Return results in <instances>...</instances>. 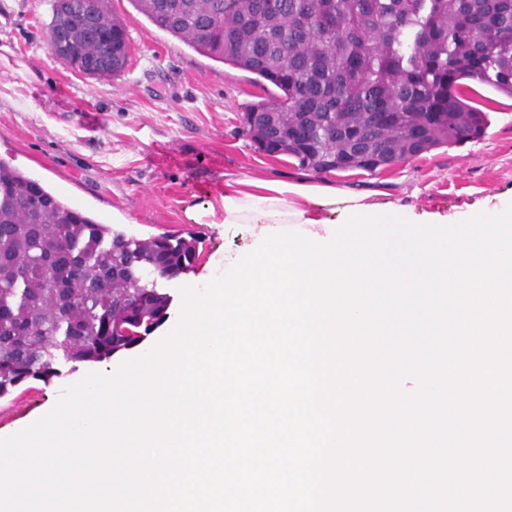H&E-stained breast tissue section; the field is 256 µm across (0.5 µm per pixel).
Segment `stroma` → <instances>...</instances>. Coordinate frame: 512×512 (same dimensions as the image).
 Returning <instances> with one entry per match:
<instances>
[{"label": "stroma", "instance_id": "1", "mask_svg": "<svg viewBox=\"0 0 512 512\" xmlns=\"http://www.w3.org/2000/svg\"><path fill=\"white\" fill-rule=\"evenodd\" d=\"M126 23L130 56L119 76L72 71L49 52V0H0V157L61 200L138 239L197 237L194 271L159 286L172 295L159 341L181 314L180 287H204L213 266L249 253L250 227L195 223L190 208L225 179L303 177L294 158L259 152L242 133L246 106L272 92L250 73L199 55L155 28L129 0H110ZM486 112L481 139L441 146L389 170L333 172L325 183L365 195L385 209L458 217L512 198V98L467 81ZM80 365L51 383L30 382L0 398V435H10L54 404Z\"/></svg>", "mask_w": 512, "mask_h": 512}]
</instances>
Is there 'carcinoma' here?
Masks as SVG:
<instances>
[{
    "label": "carcinoma",
    "mask_w": 512,
    "mask_h": 512,
    "mask_svg": "<svg viewBox=\"0 0 512 512\" xmlns=\"http://www.w3.org/2000/svg\"><path fill=\"white\" fill-rule=\"evenodd\" d=\"M198 54L276 92L243 134L315 173L394 167L482 137L463 81L512 98V0H130ZM50 53L119 74L129 37L109 0H50ZM193 239L144 240L73 209L0 158V397L102 362L148 335L195 261Z\"/></svg>",
    "instance_id": "1"
}]
</instances>
